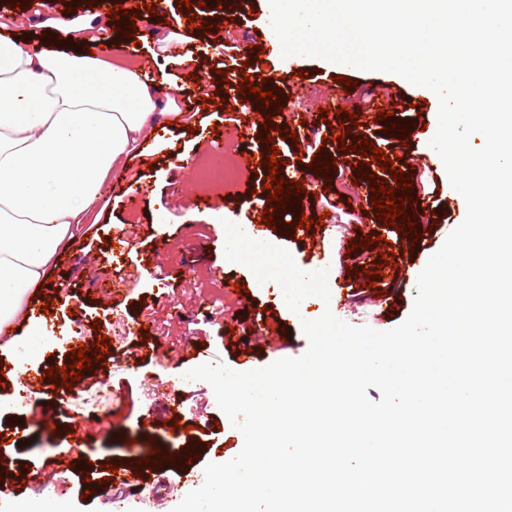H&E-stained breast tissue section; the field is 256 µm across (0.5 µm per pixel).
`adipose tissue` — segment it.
Here are the masks:
<instances>
[{"instance_id": "ef3b65f1", "label": "adipose tissue", "mask_w": 512, "mask_h": 512, "mask_svg": "<svg viewBox=\"0 0 512 512\" xmlns=\"http://www.w3.org/2000/svg\"><path fill=\"white\" fill-rule=\"evenodd\" d=\"M39 5L43 48L0 37V328L25 313L110 173L149 131L183 117L167 79L82 52L90 20Z\"/></svg>"}]
</instances>
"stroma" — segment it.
Instances as JSON below:
<instances>
[{"mask_svg": "<svg viewBox=\"0 0 512 512\" xmlns=\"http://www.w3.org/2000/svg\"><path fill=\"white\" fill-rule=\"evenodd\" d=\"M213 20L219 28L215 36L188 35L185 50L191 63L166 61V72L176 87L179 102L185 103L188 113L194 114L195 131L175 132L173 147L156 148L154 154L133 158L123 176L132 186L148 184L149 196L140 209L131 211L112 191H105L96 223L85 225L64 258L63 283L47 284L45 301L49 305L48 325L70 339L94 342V322H101V331L110 336L112 345L104 366L94 367L88 376L65 388L47 379L35 383L34 391L52 403L50 412L31 410L16 401L23 385L14 374L15 354L0 351V371L5 383L0 386V437L18 434L24 447H0V455L13 468L30 466L31 470L50 468L51 464H66L73 452L70 448L72 430H88L90 436L83 452L92 466L110 463L115 457L133 454L144 445L174 448L171 438L161 436L157 423L168 416L170 406H177L181 424H191L203 443L206 453L195 461L196 483H203L204 468L208 463H223L235 457L243 446L241 433L228 425L226 415L219 409L211 386L202 380L186 381L177 396H169L165 386L173 374L196 367L192 357L194 349H202L208 361L223 362L236 371H249L264 367L284 357L302 355L308 340L301 328V320L279 310L278 286L256 287V278L245 266L227 261L224 256L225 230L216 224L217 216L236 217L251 224L260 223L265 213L267 194L263 192L261 175L251 171L236 174L221 184L201 180L199 172L214 162L220 152L239 154L242 149H262L260 124L257 120L258 104L251 101L235 103L233 110L223 111L215 103H203L207 93L228 90L237 80L238 70H226L227 82L213 83L216 71L224 68V44L242 45L251 34L264 35L268 25L265 0H253L251 13L237 17L230 28H223L221 13ZM207 77L206 87L197 86L189 75L191 67ZM254 80L276 78L277 89L288 90L289 77L298 71L309 74L310 86L301 96L283 101L280 124L296 130L301 120H313L319 102L335 85V76L356 80L355 97L349 103L350 111H358L368 94L381 90L401 89L405 97L419 100L421 120L429 130L438 128V101L401 76L377 71H363L333 66L319 58L304 56L282 57L278 54L251 55L247 67ZM241 125L249 127L247 144L227 141L222 149L208 148L209 133L214 125ZM359 136L368 137L376 147L395 158V166L414 173V192L431 196L434 211L439 215L437 224L426 223L421 212L412 219L419 224L421 236L411 242L408 236L392 228H376L372 205L366 198H352L330 191L320 175L311 168L312 152L306 147L285 146L280 157L284 159L285 175L309 177L313 180L310 194L304 196L307 217H319L315 238L320 257L319 268L335 270L329 281V301L310 298L308 316L319 318L324 311H332L337 318L354 326H368L378 331L390 330L409 315L417 294L414 282L401 273L388 274L378 280L376 289L365 286L364 276L372 272L380 255L402 253L419 245L426 254H433L444 243L448 234L462 222L466 203L455 191L443 168H426L425 162L433 153L428 141L415 147L412 162L399 160L400 144L394 133L369 125L358 127ZM251 184V192H244L243 184ZM211 194L213 207L197 210L194 199L200 194ZM362 227L369 237H383L380 246L347 252L353 227ZM126 238L121 267L112 264L113 238ZM165 239L168 247L149 267H141L143 251L153 246L156 239ZM224 268V278L231 284L223 290L208 274L211 265ZM362 268L363 273L348 275V268ZM127 277L122 292L110 300L99 299L100 281ZM242 284L244 294H237L235 284ZM383 291L386 309L375 307L376 291ZM157 313L148 335H130L128 322L141 319L145 314ZM283 323L284 338L278 350L263 347L253 350L251 359H243V343L236 331L250 327L251 323ZM112 420L116 427L112 433L98 432L100 421ZM165 483L172 494L167 504L157 506L151 487L124 506V512H172L189 488L184 484L180 468L166 471ZM25 500L39 502L51 498L65 512H114L113 490L109 484L94 485L90 493L79 490V479L73 473L63 474L54 492H46L39 485L26 484L21 488Z\"/></svg>", "mask_w": 512, "mask_h": 512, "instance_id": "obj_1", "label": "stroma"}]
</instances>
